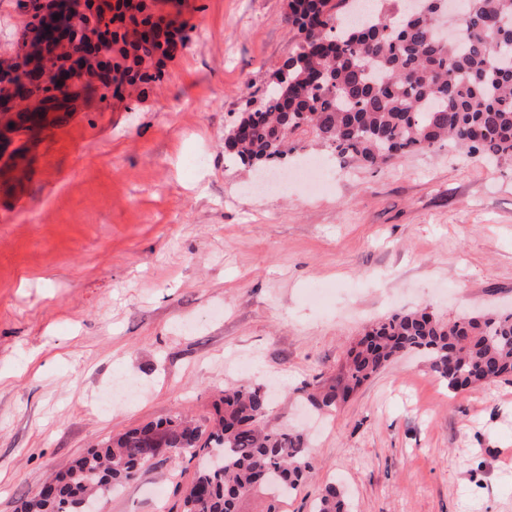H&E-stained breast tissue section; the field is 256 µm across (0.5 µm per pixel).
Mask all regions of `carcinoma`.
Listing matches in <instances>:
<instances>
[{"mask_svg":"<svg viewBox=\"0 0 512 512\" xmlns=\"http://www.w3.org/2000/svg\"><path fill=\"white\" fill-rule=\"evenodd\" d=\"M160 0L139 8L132 26L114 17L96 20L95 34L111 39L112 64L97 86L62 90L52 81L30 83L29 93L63 97L70 110L112 95V84L148 79L147 63L165 55L159 41ZM356 0H288V24L296 47L286 60L288 78L275 80L249 99L224 133V154L255 170L283 165L314 142L345 163L376 168L444 146L497 164L512 163V0H455L458 37L441 42L433 33L434 0H383L380 11L343 25ZM35 119L19 113L13 140L0 155L28 158ZM419 354L457 394L491 377L512 376V311L444 322L425 310L391 314L368 328L348 352L336 383L306 399L332 410L392 359ZM272 399L264 387L241 383L224 390L210 420L176 413L116 435L60 470L24 512H79L86 497L103 499L134 481L148 458L188 454L198 459L181 491V512H236L240 496L263 480L281 501L313 470L311 448L301 433L265 425ZM315 512H349L344 493L330 483Z\"/></svg>","mask_w":512,"mask_h":512,"instance_id":"obj_1","label":"carcinoma"}]
</instances>
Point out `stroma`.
I'll list each match as a JSON object with an SVG mask.
<instances>
[{"instance_id":"obj_1","label":"stroma","mask_w":512,"mask_h":512,"mask_svg":"<svg viewBox=\"0 0 512 512\" xmlns=\"http://www.w3.org/2000/svg\"><path fill=\"white\" fill-rule=\"evenodd\" d=\"M186 46L123 99L42 133L0 187V512L113 435L224 386L278 389L267 427L307 431L315 470L274 502L312 512H512V378L458 394L396 360L337 412L331 382L363 329L400 310L443 320L512 307V166L447 149L378 169L309 146L322 185L253 193L224 132L292 53L288 0H181ZM189 455L143 470L101 512H180ZM314 512H349V502L335 484H328L317 501Z\"/></svg>"}]
</instances>
